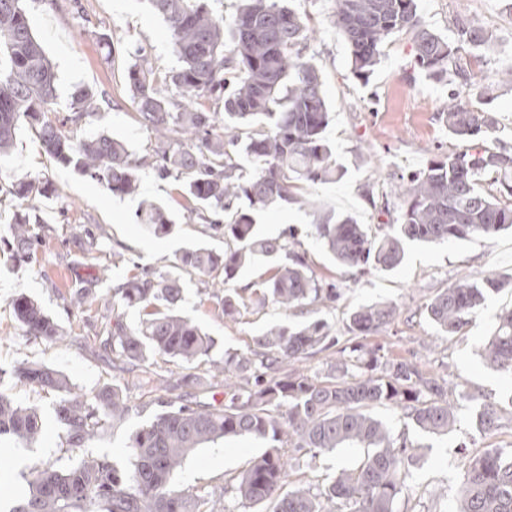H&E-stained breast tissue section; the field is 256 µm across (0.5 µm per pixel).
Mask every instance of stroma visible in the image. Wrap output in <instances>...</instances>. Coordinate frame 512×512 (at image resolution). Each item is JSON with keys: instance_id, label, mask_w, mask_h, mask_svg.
I'll list each match as a JSON object with an SVG mask.
<instances>
[{"instance_id": "stroma-1", "label": "stroma", "mask_w": 512, "mask_h": 512, "mask_svg": "<svg viewBox=\"0 0 512 512\" xmlns=\"http://www.w3.org/2000/svg\"><path fill=\"white\" fill-rule=\"evenodd\" d=\"M292 6L301 16L310 17L315 28L304 58L319 69L330 105L325 138L344 169L341 179L310 186L309 192L324 209L354 216L369 235H382L393 221L383 209L393 176L421 171L435 153L460 147L437 117L448 98L449 85L414 70L413 40L405 32L385 41L373 75L368 81L358 80L351 72L349 46L330 23L333 0H293ZM418 7L426 24L449 39H457L461 17L492 34L493 50L469 47L465 53L474 59L475 82L493 92L482 102L496 122L490 146L512 147V88L500 82L502 72L512 68V0H419ZM25 9L57 74L58 98L49 120L79 138L105 133L126 141L135 153L152 149L154 135L140 121L122 73L130 62V51L138 45L146 48L157 78H165L179 62L166 24L147 0H25ZM79 87L109 92L110 104L74 125L69 120L70 104ZM27 174L39 177L48 187L47 196L38 202L45 223L31 263L0 261V389L21 405L38 407L45 435L32 447L13 450L10 469L0 478V501L10 504L27 490L24 472L45 464L63 468L79 456L78 451L61 448L57 395L18 381L14 370L20 363L54 367L84 393L121 383L137 412L123 425L105 428L91 443L97 452L120 462L125 459L131 432L156 411L151 391L158 375L204 371L200 364L189 367L161 358L145 371L130 367L104 351L101 343L114 317L133 326L139 321L138 312L112 306L108 281L99 288L102 303L81 315L67 308L65 291L111 266L116 252L122 254L126 267L167 271L191 246L224 249L223 236L188 217L179 181L149 170L141 174L135 193L112 195L89 176L51 158L27 127L18 132L7 164L0 167V238L8 237L14 213L20 208L11 185ZM149 203L166 207L173 222L170 234L153 236L138 223V213ZM256 220L269 237L294 232L296 249L305 254L314 276L335 283L341 298L330 307L308 305L290 310L248 303L229 320L217 311L211 288L188 275L183 282L181 313L212 336L221 350H249L254 337L272 325L293 327L323 319L341 346L365 351L377 347L385 357L408 358L443 374L450 385L448 400L458 413L448 434L421 432L386 405L374 406L372 412L394 435L406 437L417 447L397 499L398 512H457L466 457L491 448L512 453V377L491 369L481 355L499 315L512 308V289L489 294L472 320L451 338L436 329L425 306L437 289L452 287L461 278L512 277V230L443 244L409 241L399 266L391 270L370 267L360 274L331 259L314 234L308 208L273 205L259 212ZM20 294L42 306L61 327L66 343L50 345L26 334L10 305ZM374 303L396 306L395 319L370 336L350 333L351 312ZM488 403L502 405L503 410L497 427L484 431L476 426L475 417ZM267 448V442L248 438L204 444L186 459L173 483L220 503L233 501L235 481ZM357 457L354 448L301 457L289 482L321 489L334 473L352 467Z\"/></svg>"}]
</instances>
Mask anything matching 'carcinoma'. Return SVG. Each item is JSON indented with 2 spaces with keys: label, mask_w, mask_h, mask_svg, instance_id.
Here are the masks:
<instances>
[{
  "label": "carcinoma",
  "mask_w": 512,
  "mask_h": 512,
  "mask_svg": "<svg viewBox=\"0 0 512 512\" xmlns=\"http://www.w3.org/2000/svg\"><path fill=\"white\" fill-rule=\"evenodd\" d=\"M147 2L164 19L179 59L169 83L180 102L163 93L149 55L134 47L124 84L142 122L161 139L155 150L137 156L121 139L105 134L78 139L46 120L57 98L56 74L23 0H0V158L8 155L17 130L28 126L49 155L114 195L134 192L143 169L184 179L188 212L211 229H224L232 246L222 253L204 246L183 251L177 274L127 270L112 287V298L138 309L140 321L131 327L113 318L103 346L132 367L147 368L158 357L203 363L207 376L223 383L224 402L206 401L210 386L195 374L168 381L156 389L163 410L132 432L128 463L120 466L88 445L104 426L125 422L130 407L122 386L114 382L90 395L77 394L62 372L38 363L21 365L15 370L18 380L60 396L56 416L66 444L83 454L65 469L51 464L33 469L26 496L8 512H235L229 503L218 511L205 496L175 489L173 477L201 445L236 437L270 442L234 487L242 503H268L271 512H342L340 503L349 512H396L413 444L394 436L370 408L390 405L419 430L445 435L457 420L446 379L407 359L383 360L375 351L341 359L323 375L286 370L285 364L338 343L322 319L270 327L254 338L253 349L219 354L214 338L181 315L182 280L188 274L224 286L247 266L265 262L269 276L249 296L255 305L288 310L335 303L340 296L336 284L316 279L290 241L259 233L256 214L275 203L309 207L317 239L333 259L351 268L370 263L391 270L401 263L407 240L443 243L512 227V203L494 195L512 196V151L485 145L495 132L494 117L460 101L461 93L474 86L463 46L429 29L417 0H334L330 22L349 45L354 76L369 79L385 40L411 33L414 66L436 80L454 78L439 119L451 137L468 143L399 178L395 224L376 240L352 217L324 212L298 193L303 184L341 178L343 169L324 138L330 109L319 70L302 61L309 30L287 0H242L226 25L211 16L204 0ZM226 30L234 44L228 55ZM459 37L476 47L493 43L492 35L464 24ZM206 100L223 101L224 111H209ZM71 111L74 122L101 111L98 92L75 91ZM245 123L259 129L242 139L237 129ZM243 160L253 163L251 171L243 170ZM11 193L25 207L10 224L9 259L25 261L39 244L33 225L41 223L35 200L43 187L29 176L14 182ZM138 218L155 236L172 229L166 209L155 203ZM98 283L96 276L82 280L64 300L84 312L96 299ZM505 285L491 276L463 278L439 289L426 304L427 314L452 336L488 293ZM242 305L235 289L224 287L217 297L226 319L235 318ZM11 306L28 335L51 345L64 342L59 326L37 302L18 296ZM395 316L392 305L362 306L350 314L349 330L367 336ZM483 351L492 369L512 376V310L501 314ZM43 435L39 409L18 404L0 390V439L28 448ZM341 447L363 449L355 467L339 471L318 492L304 486L285 489L288 450L317 453ZM457 512H512V455L487 450L467 460Z\"/></svg>",
  "instance_id": "carcinoma-1"
}]
</instances>
